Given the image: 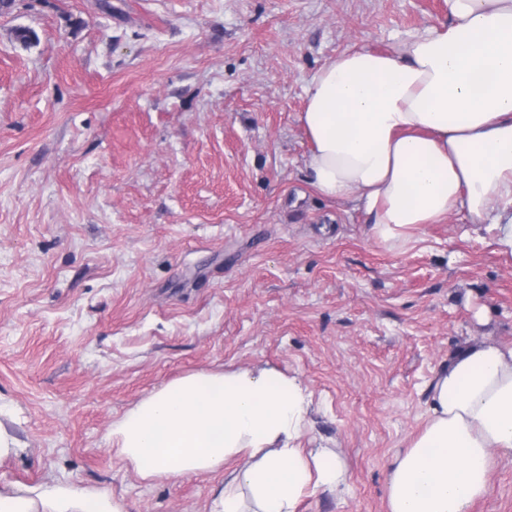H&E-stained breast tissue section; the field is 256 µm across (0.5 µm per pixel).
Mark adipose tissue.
Wrapping results in <instances>:
<instances>
[{
    "mask_svg": "<svg viewBox=\"0 0 512 512\" xmlns=\"http://www.w3.org/2000/svg\"><path fill=\"white\" fill-rule=\"evenodd\" d=\"M448 11L451 24L385 52L347 49L313 74L298 116L305 166L384 243L461 213L494 225L512 254V0H448ZM310 405L275 369L194 373L140 400L112 440L145 479L224 470L210 512H298L346 477L334 449L299 448ZM496 449L512 452V346L488 341L436 372L427 420L390 469L388 512H470ZM233 459L244 467L225 471ZM0 512L126 510L108 488L47 482L0 492Z\"/></svg>",
    "mask_w": 512,
    "mask_h": 512,
    "instance_id": "ef3b65f1",
    "label": "adipose tissue"
}]
</instances>
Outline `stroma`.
<instances>
[{
    "label": "stroma",
    "mask_w": 512,
    "mask_h": 512,
    "mask_svg": "<svg viewBox=\"0 0 512 512\" xmlns=\"http://www.w3.org/2000/svg\"><path fill=\"white\" fill-rule=\"evenodd\" d=\"M447 0H11L0 7V489L57 478L127 512H209L223 471L143 479L112 423L195 372L312 394L305 450L347 483L299 512H387L451 353L512 344V255L456 216L401 249L318 195L297 121L345 48ZM30 29V43L16 38ZM472 512H512L499 451Z\"/></svg>",
    "instance_id": "1"
}]
</instances>
